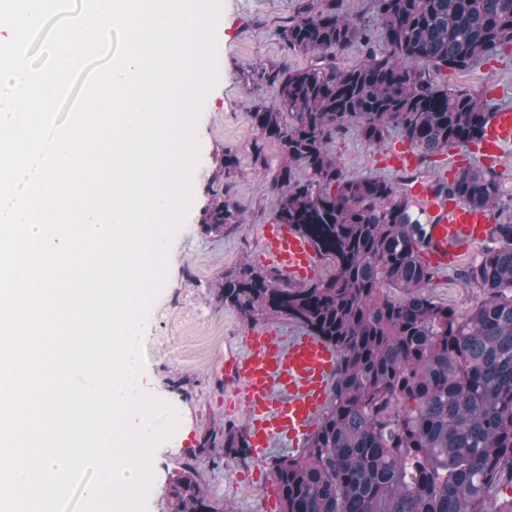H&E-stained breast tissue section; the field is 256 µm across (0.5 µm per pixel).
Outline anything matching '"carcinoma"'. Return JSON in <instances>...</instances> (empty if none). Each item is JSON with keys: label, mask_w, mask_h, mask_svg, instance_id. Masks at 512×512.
Returning a JSON list of instances; mask_svg holds the SVG:
<instances>
[{"label": "carcinoma", "mask_w": 512, "mask_h": 512, "mask_svg": "<svg viewBox=\"0 0 512 512\" xmlns=\"http://www.w3.org/2000/svg\"><path fill=\"white\" fill-rule=\"evenodd\" d=\"M388 53L336 63L370 36L339 0L278 29L288 57L253 70L275 89L251 113L284 163L265 183L274 223L311 242L332 271L292 282L248 263L224 273V303L253 319L286 317L336 349L330 400L298 454L270 466L280 512H512V218L489 166L459 168L446 186L495 216L487 241L462 270L482 297L466 314L428 291L437 274L423 226L412 222L403 186L349 178L329 145L350 128L369 146L391 133L423 162L478 141L491 117L482 94L438 77L465 72L512 49V0H372ZM202 223L217 234L242 223L220 188ZM247 456L242 430L208 432L204 443ZM191 455L170 484L173 512H217Z\"/></svg>", "instance_id": "cac0c4a2"}]
</instances>
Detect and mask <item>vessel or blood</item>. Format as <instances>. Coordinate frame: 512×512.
I'll use <instances>...</instances> for the list:
<instances>
[{
	"mask_svg": "<svg viewBox=\"0 0 512 512\" xmlns=\"http://www.w3.org/2000/svg\"><path fill=\"white\" fill-rule=\"evenodd\" d=\"M512 144V108H494L482 137L449 152L433 179L418 180L409 190L422 203L424 232L434 259L449 261L485 237L489 213L471 208L442 186L466 162L493 164ZM264 248L271 262L292 281L305 279L315 264L307 238L280 224L266 225ZM336 352L314 336L288 338L278 332L258 334L245 354L231 357L224 375L234 384L237 405L246 411L244 436L254 456L281 443L299 445L309 434L327 400Z\"/></svg>",
	"mask_w": 512,
	"mask_h": 512,
	"instance_id": "obj_1",
	"label": "vessel or blood"
}]
</instances>
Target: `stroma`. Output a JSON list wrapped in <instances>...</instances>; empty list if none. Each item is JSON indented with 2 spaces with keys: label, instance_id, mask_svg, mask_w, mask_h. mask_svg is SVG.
Here are the masks:
<instances>
[{
  "label": "stroma",
  "instance_id": "1",
  "mask_svg": "<svg viewBox=\"0 0 512 512\" xmlns=\"http://www.w3.org/2000/svg\"><path fill=\"white\" fill-rule=\"evenodd\" d=\"M324 0H222L224 28L216 32L217 80L203 99L196 121L199 158L191 181L190 212L168 248L167 273L155 299L142 339L141 383L178 415L173 432L161 440L151 456V483L145 512H171L169 481L185 461L183 441L193 437L202 443L206 433L221 426L243 427L244 411L227 415L231 389L221 384L217 372L225 357L243 354L252 333L276 329L285 336L301 335V327L284 317L267 316L249 322L225 305L215 288L224 273L240 263L268 266L261 242L264 225L272 223L275 201L263 183L281 164L277 147L266 144L255 154L259 134L250 114L256 107L272 104L269 87L251 90L247 75L252 68L288 59L292 67L307 66L311 58L301 53L285 54L277 31L303 6ZM341 10L369 27V46H353L340 62L352 66L367 51L387 53L379 35L370 0H340ZM449 87L475 91L498 88L495 106L512 107V51L496 53L463 73H448ZM343 172L349 177H392L385 166L386 151L370 148L352 132L337 136L331 145ZM236 165L223 183L232 202L244 210L245 222L218 236L202 224V213L217 184L214 175L223 155ZM466 258L443 265L429 288L435 300L457 312H467L478 297L459 277ZM198 478L212 501L230 512H263L261 505L274 486L268 460L241 461L225 455L223 447L207 449L197 461Z\"/></svg>",
  "mask_w": 512,
  "mask_h": 512
}]
</instances>
